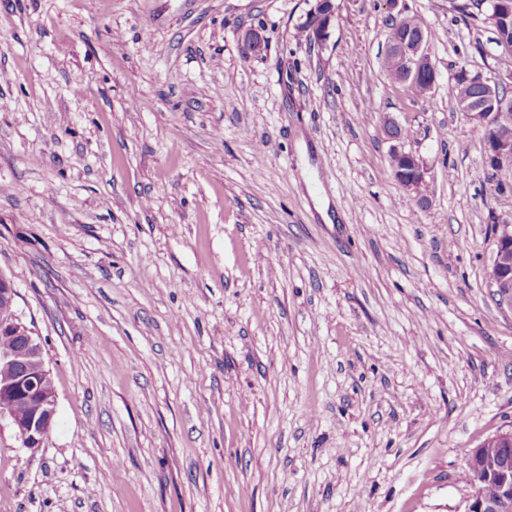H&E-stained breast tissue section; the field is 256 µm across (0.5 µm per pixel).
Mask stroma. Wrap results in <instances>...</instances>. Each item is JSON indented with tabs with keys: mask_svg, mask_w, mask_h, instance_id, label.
<instances>
[{
	"mask_svg": "<svg viewBox=\"0 0 512 512\" xmlns=\"http://www.w3.org/2000/svg\"><path fill=\"white\" fill-rule=\"evenodd\" d=\"M313 4L0 0V273L57 394L42 448L0 426V512H464L468 451L512 428V189L450 86L512 93V53L403 0L416 98L381 68L389 0H334L321 44ZM394 19L397 24H407L410 32L415 31L412 38L408 34L403 41L398 40L391 44L395 61L407 66L415 64L418 72L425 73L428 76L430 89L432 90L436 81V70L425 49L428 32L424 25L415 18L404 16ZM386 140L389 143V151L397 154L404 164L412 167L411 174L408 176L405 175V169H395V180L405 191L415 194L413 197L419 199L422 196L421 190L426 184V170L423 163L413 152L404 149L405 140L395 136L394 133L386 135ZM493 223L495 224L496 251L489 278L502 299L512 301V262L501 259L505 253H512V219L500 220L495 217Z\"/></svg>",
	"mask_w": 512,
	"mask_h": 512,
	"instance_id": "35a3bbf8",
	"label": "stroma"
}]
</instances>
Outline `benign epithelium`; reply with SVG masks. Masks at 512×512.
Returning a JSON list of instances; mask_svg holds the SVG:
<instances>
[{"instance_id": "7a95c632", "label": "benign epithelium", "mask_w": 512, "mask_h": 512, "mask_svg": "<svg viewBox=\"0 0 512 512\" xmlns=\"http://www.w3.org/2000/svg\"><path fill=\"white\" fill-rule=\"evenodd\" d=\"M325 0H315L311 16L322 20L315 32L313 41L324 43L329 38V29L335 16V9L322 14ZM480 11H491L503 21L512 18V0H491L479 6ZM398 24H406L415 32L392 43L395 61L401 64L416 65L417 71L428 76L429 85L436 81V70L426 52V29L416 19L404 16L396 19ZM483 84L481 94L468 98L474 111L467 116L482 125L492 121L495 113L482 111L486 102L495 100L496 88L478 79ZM392 134L386 136L389 150L402 158L403 163L411 167V174L403 169L394 170L397 183L408 193L418 199L422 196V188L426 184V170L423 163L411 151L404 149V140L393 135L401 128L396 119L385 120ZM495 165L506 167L512 165V131L503 136L493 153ZM496 251L489 272L492 284L505 301H512V262L502 259L512 253V219H494ZM7 339L10 345L0 347V371L9 374L5 383H0V420L6 419L12 427L21 447L37 450L56 425L57 396L49 370L46 368L42 343L33 336L32 331L14 315L7 319L0 318V340ZM467 464L475 475L474 492L467 501L465 512H512V459L499 458L486 453L479 445L470 450ZM490 484L496 488L495 495L486 496L482 485Z\"/></svg>"}]
</instances>
